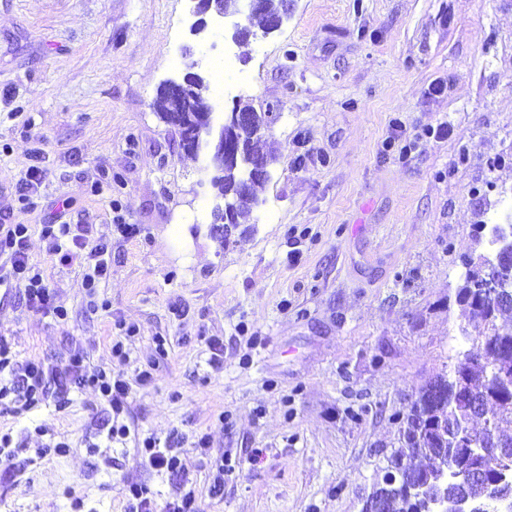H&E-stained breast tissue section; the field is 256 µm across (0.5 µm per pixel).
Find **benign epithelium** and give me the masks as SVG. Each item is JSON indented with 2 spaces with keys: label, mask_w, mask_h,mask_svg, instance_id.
Here are the masks:
<instances>
[{
  "label": "benign epithelium",
  "mask_w": 512,
  "mask_h": 512,
  "mask_svg": "<svg viewBox=\"0 0 512 512\" xmlns=\"http://www.w3.org/2000/svg\"><path fill=\"white\" fill-rule=\"evenodd\" d=\"M189 12L195 18L190 32L200 35L207 31V17H231L233 23L228 31L230 39L238 43L237 32L254 15L262 13L266 8V0H234L232 11L212 7V0H189ZM292 0H280L278 11L270 16L268 23L262 28L263 33L269 34L282 26L288 19ZM253 115L242 112L238 107L224 114V120L219 127H214L213 114L206 111L200 116L199 131L203 135L194 143V150L206 149L208 161L215 170L224 168L228 161L236 155L224 149V140L236 137L244 130H252ZM269 162L265 159H254L249 164V171L242 179L239 190L245 192L254 181L266 178ZM482 272L474 279L470 288L473 294L485 300H490L499 309L512 307V291L503 287V282L512 280V227L500 226V240L494 258L480 254ZM411 412L410 430L416 437L426 440L430 436L451 437L454 445L451 448L439 449L438 470L433 476L413 482L409 491L417 500L421 512H501V509L512 502V474L509 469H502V474L494 481H483L484 469L472 466L468 469L461 464L462 458L476 456L478 446L485 445L484 457L496 458L502 462L512 460V443L498 438L492 422L474 433L470 426L462 425L456 420L434 412L424 400L412 398L406 407ZM483 482V493L479 497L460 495L448 496V484H471Z\"/></svg>",
  "instance_id": "7a95c632"
}]
</instances>
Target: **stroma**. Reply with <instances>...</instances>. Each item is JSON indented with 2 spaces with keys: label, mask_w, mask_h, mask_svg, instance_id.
Returning a JSON list of instances; mask_svg holds the SVG:
<instances>
[{
  "label": "stroma",
  "mask_w": 512,
  "mask_h": 512,
  "mask_svg": "<svg viewBox=\"0 0 512 512\" xmlns=\"http://www.w3.org/2000/svg\"><path fill=\"white\" fill-rule=\"evenodd\" d=\"M191 23L187 0H0V212L30 225V262L69 316L29 312L0 286V335L23 360L78 350L92 369L156 367L132 390L124 439L107 440L91 387L62 411H1L0 434L21 446L0 463V512H70L76 497L124 512L131 482L160 502L193 488L203 512H361L396 415L465 349L461 260L484 251L478 228L512 194V0H293L278 31L237 44ZM227 52L248 84L215 120L239 99L277 119L260 204L223 233L206 152L186 153L152 103ZM396 123L404 160L382 146ZM443 123L451 135L433 137ZM32 166L38 205L24 210ZM117 209L137 237L113 234ZM55 216L108 242L106 308L89 307L83 265L49 254L40 227ZM120 322L138 329L123 362L110 353ZM37 426L68 451L38 457ZM174 433L186 486L141 462L139 438ZM224 457L234 470L214 496Z\"/></svg>",
  "instance_id": "stroma-1"
}]
</instances>
